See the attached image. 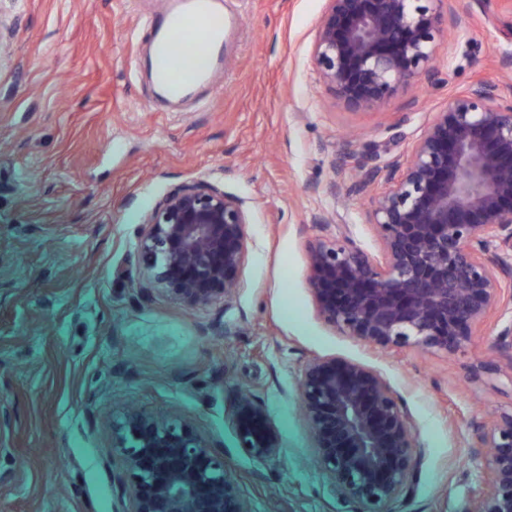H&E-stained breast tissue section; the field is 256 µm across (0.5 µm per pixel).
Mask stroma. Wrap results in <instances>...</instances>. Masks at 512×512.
<instances>
[{
    "label": "stroma",
    "instance_id": "35a3bbf8",
    "mask_svg": "<svg viewBox=\"0 0 512 512\" xmlns=\"http://www.w3.org/2000/svg\"><path fill=\"white\" fill-rule=\"evenodd\" d=\"M461 28L433 79L352 111L321 80L312 46L325 0H224L231 58L199 100L170 108L139 66L161 0H0V512H117L124 473L112 422L174 412L208 439L250 512H356L325 474L299 383L315 359L357 362L390 384L421 443L390 512H461L486 472L476 428L512 412V354L481 327L453 355L384 352L324 323L307 285L313 219L337 215L381 251L375 187L329 191L350 130L406 160L454 91H512V0H458ZM242 198L247 259L228 304L137 295L138 227L179 185ZM500 369L480 376L481 363ZM277 439L242 447L241 393Z\"/></svg>",
    "mask_w": 512,
    "mask_h": 512
}]
</instances>
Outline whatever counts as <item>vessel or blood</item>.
Here are the masks:
<instances>
[{
    "label": "vessel or blood",
    "instance_id": "obj_1",
    "mask_svg": "<svg viewBox=\"0 0 512 512\" xmlns=\"http://www.w3.org/2000/svg\"><path fill=\"white\" fill-rule=\"evenodd\" d=\"M222 0H166L164 9L146 18L154 32L151 66L168 97L181 99L195 89L214 85L224 72V13ZM205 24L200 63L184 67L178 45L188 31Z\"/></svg>",
    "mask_w": 512,
    "mask_h": 512
}]
</instances>
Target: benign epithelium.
<instances>
[{"mask_svg":"<svg viewBox=\"0 0 512 512\" xmlns=\"http://www.w3.org/2000/svg\"><path fill=\"white\" fill-rule=\"evenodd\" d=\"M313 45L323 83L350 110L378 107L432 69L437 41L461 24L455 0H326ZM345 147L330 192L372 183L369 223L381 244L371 256L346 225L315 219L307 285L320 318L387 351L455 354L493 315L512 311V95L475 82L414 142L406 163L369 164ZM242 199L203 180L159 200L140 224L146 258L137 291H161L198 307L227 303L247 257ZM322 467L359 512H389L413 480L418 435L379 374L355 362L314 359L300 387ZM234 423L246 448H275L266 414L250 395ZM487 477L464 512H512V413L484 418ZM112 451L125 463L121 512H246L224 457L183 418L146 409L112 422Z\"/></svg>","mask_w":512,"mask_h":512,"instance_id":"7a95c632","label":"benign epithelium"}]
</instances>
